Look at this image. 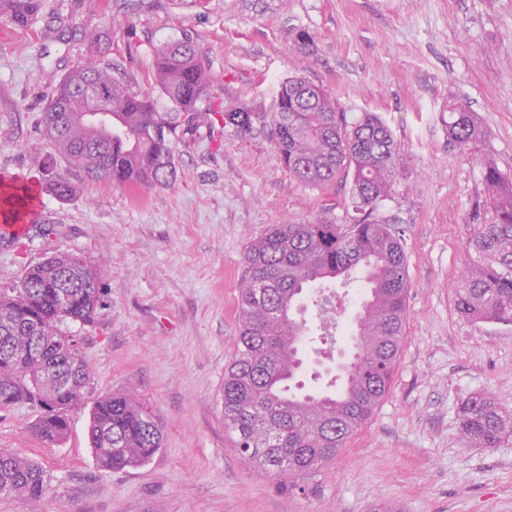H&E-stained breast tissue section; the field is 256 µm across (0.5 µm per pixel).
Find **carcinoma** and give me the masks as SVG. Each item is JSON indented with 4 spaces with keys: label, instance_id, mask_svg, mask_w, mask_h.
<instances>
[{
    "label": "carcinoma",
    "instance_id": "cac0c4a2",
    "mask_svg": "<svg viewBox=\"0 0 512 512\" xmlns=\"http://www.w3.org/2000/svg\"><path fill=\"white\" fill-rule=\"evenodd\" d=\"M40 0H0V14L24 26ZM100 57L48 88L43 123L69 167L87 179L118 187L165 186L177 177L172 136L178 120H193L209 94L211 76L194 37L154 49L146 82L173 104L157 111L151 94L112 77L104 60L109 47L95 34ZM91 73L89 86L112 104V127L86 124L82 98L67 89ZM224 129L262 136L300 183L322 188L350 183L345 200L349 221L325 214L303 224H272L245 253L238 302L237 351L224 371V427L248 461L265 467L277 483L304 490L346 447L388 394L403 340L408 290L404 238L380 219L391 196L398 152L384 120L371 113L348 122L319 86L303 77L279 84L271 110L256 112L242 98L224 106ZM480 137L464 105L448 109V140L466 149ZM119 149L111 153L108 139ZM490 218L467 238L470 262L458 282L456 306L467 318L512 325V181L493 161L481 162ZM60 198L73 190L68 175L50 183ZM362 273V303L347 339L348 383L329 396H305L293 383L302 367L306 325L295 316L309 288ZM100 273L74 254H53L29 266L14 288H0V408L28 404L42 409L39 439L54 445L68 434V412L87 405L90 375L66 322H95ZM460 433L475 448H494L512 433V411L485 394L464 399ZM88 443L97 465L121 470L147 464L161 448L156 419L130 393L117 391L92 402ZM45 489L41 466L16 452L0 450V496L32 500Z\"/></svg>",
    "mask_w": 512,
    "mask_h": 512
}]
</instances>
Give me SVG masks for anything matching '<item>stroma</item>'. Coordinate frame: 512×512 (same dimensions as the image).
<instances>
[{
    "label": "stroma",
    "instance_id": "1",
    "mask_svg": "<svg viewBox=\"0 0 512 512\" xmlns=\"http://www.w3.org/2000/svg\"><path fill=\"white\" fill-rule=\"evenodd\" d=\"M89 31L109 39L113 75L137 89L156 47L185 33L200 44L211 88L194 124L176 130L172 184L118 188L74 171L73 195L50 192L66 163L42 123L45 92L86 64ZM299 31L313 45H298ZM294 76L348 119L373 112L390 127L400 169L380 213L404 234L409 280L390 390L302 494L238 454L223 404L250 242L325 211L346 220L344 188L300 184L264 138L225 131L218 116L241 96L268 111ZM455 104L482 131L467 150L448 143ZM485 158L512 178V0H42L27 26L0 15V177L41 192L22 236L0 239V288L50 253L97 269L96 323L64 326L90 396L130 392L163 429L149 463L112 471L89 448L87 409L71 411L54 447L36 434L37 409H0V449L37 460L46 481L35 501L0 496V512H512V435L471 448L459 434L472 394L512 410V326L456 308ZM347 334L336 326L320 355L305 354V390L336 375Z\"/></svg>",
    "mask_w": 512,
    "mask_h": 512
}]
</instances>
